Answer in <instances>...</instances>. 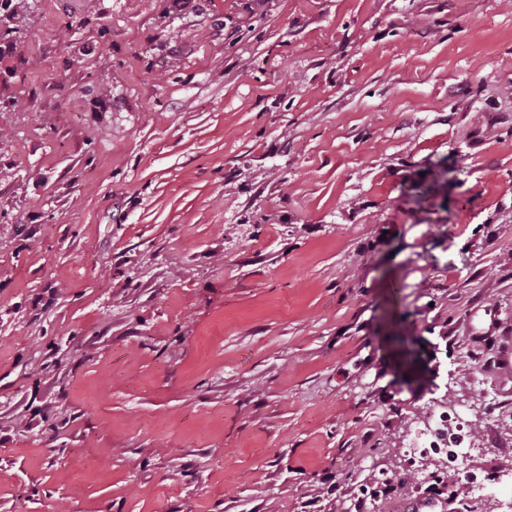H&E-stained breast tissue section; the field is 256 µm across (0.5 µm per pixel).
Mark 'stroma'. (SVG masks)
<instances>
[{
	"label": "stroma",
	"mask_w": 512,
	"mask_h": 512,
	"mask_svg": "<svg viewBox=\"0 0 512 512\" xmlns=\"http://www.w3.org/2000/svg\"><path fill=\"white\" fill-rule=\"evenodd\" d=\"M197 3L0 17V512H512V0ZM425 440L408 453L410 461L418 456H430L437 462L438 473L455 472L468 452L474 451L478 440L465 415L455 409L431 411Z\"/></svg>",
	"instance_id": "35a3bbf8"
}]
</instances>
